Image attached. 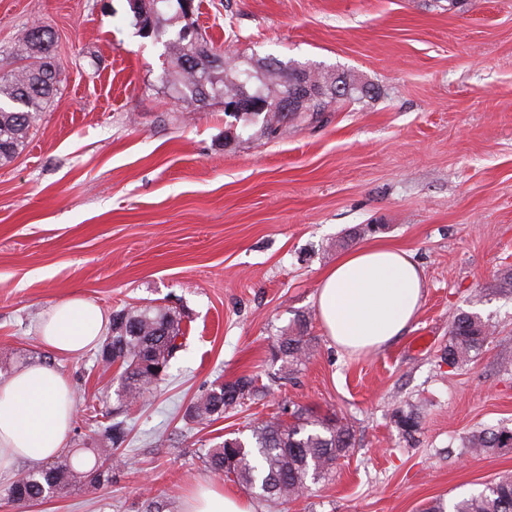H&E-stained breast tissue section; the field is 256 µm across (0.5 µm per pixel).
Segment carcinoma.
I'll return each mask as SVG.
<instances>
[{"mask_svg": "<svg viewBox=\"0 0 512 512\" xmlns=\"http://www.w3.org/2000/svg\"><path fill=\"white\" fill-rule=\"evenodd\" d=\"M134 25L145 37L164 47L166 83L174 97L188 103L235 96L246 88L264 115L265 129L274 131L288 114L274 109V99L286 86L311 82L316 94L303 105L304 112H326L331 104L359 91L353 77L345 88L330 92V77L322 71L273 57L255 61H226L213 51L210 41H190L183 37V23L174 4L179 0H134ZM54 35L51 28L36 24L28 28L13 50L14 67L0 75V161H9L24 146L31 129L49 107L61 83V69L54 62ZM182 316L179 312L151 304L120 310L112 315V326L97 351L100 363L121 362L116 392L118 412L142 399L166 376L172 359L180 350L178 338ZM307 323H299L278 337L272 356L281 370L291 375L308 356L311 338ZM489 330L480 316L460 313L449 330L443 359L459 366L482 349ZM261 393L252 376L225 381L192 402L187 417L212 423L227 412ZM126 438L123 423L104 427L88 449L92 465L80 459L78 450H69L56 460L33 466L11 482L7 500L17 505H33L48 497L62 496L73 488L99 489L112 483L111 459ZM350 427L335 416H313L302 408L288 411L252 429L251 440L228 437L207 449L208 470L223 475L270 508L299 498L307 481L329 474L338 458L352 446ZM512 446V430L473 431L466 447L476 453ZM452 512H512V478H502L485 490L464 497L452 505Z\"/></svg>", "mask_w": 512, "mask_h": 512, "instance_id": "carcinoma-1", "label": "carcinoma"}]
</instances>
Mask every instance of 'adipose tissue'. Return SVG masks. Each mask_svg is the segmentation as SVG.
Segmentation results:
<instances>
[{"label":"adipose tissue","instance_id":"obj_1","mask_svg":"<svg viewBox=\"0 0 512 512\" xmlns=\"http://www.w3.org/2000/svg\"><path fill=\"white\" fill-rule=\"evenodd\" d=\"M426 295L422 268L409 251L385 244L360 246L337 258L320 277L315 302L320 323L337 347L357 353L382 349L403 336ZM105 316L80 295L44 314L41 345L58 356H77L100 340ZM75 415V394L55 365L32 364L0 382V476L21 461H47L65 448ZM184 512H252L222 489L204 485Z\"/></svg>","mask_w":512,"mask_h":512}]
</instances>
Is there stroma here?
Listing matches in <instances>:
<instances>
[{
	"mask_svg": "<svg viewBox=\"0 0 512 512\" xmlns=\"http://www.w3.org/2000/svg\"><path fill=\"white\" fill-rule=\"evenodd\" d=\"M55 33L64 81L23 148L0 165V356L54 360L72 382L68 447L113 418L130 431L112 482L0 512H182L200 483L240 494L202 454L283 408L353 431L324 479L280 512H419L512 476V0H202L199 23L234 54L345 72L369 94L271 133L261 117L174 99L163 48L127 0H0V73L34 23ZM408 250L427 281L408 332L351 354L316 314L322 273L369 242ZM82 295L105 316L153 304L182 315L184 344L145 403L113 415L118 380L94 351L51 358L38 326ZM493 334L462 367L442 358L453 318ZM307 320L310 356L283 377L271 347ZM242 375L262 394L223 419L185 413ZM416 412L409 434L401 414ZM509 446H512V430L505 428L492 431H473L466 437V448H470L476 453Z\"/></svg>",
	"mask_w": 512,
	"mask_h": 512,
	"instance_id": "1",
	"label": "stroma"
}]
</instances>
